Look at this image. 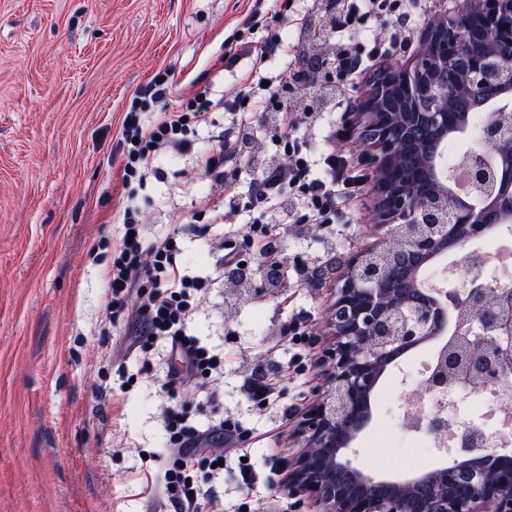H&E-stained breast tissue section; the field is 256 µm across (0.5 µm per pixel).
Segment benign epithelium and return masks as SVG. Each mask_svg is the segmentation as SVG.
Segmentation results:
<instances>
[{"instance_id": "1", "label": "benign epithelium", "mask_w": 512, "mask_h": 512, "mask_svg": "<svg viewBox=\"0 0 512 512\" xmlns=\"http://www.w3.org/2000/svg\"><path fill=\"white\" fill-rule=\"evenodd\" d=\"M512 0H471L453 17L430 25L409 67L381 69L368 80L351 123L369 150L378 207L367 223L387 224V238L343 263L341 284L328 310L335 341L317 362L326 379L322 396L298 423L301 448L288 465V489L309 495L321 512H512V456L479 463L487 436L465 427L460 444L472 453L412 478L376 479L354 466L345 450L370 420V399L388 365L400 354L441 335L442 301L395 286V270L411 280L434 257L462 252L491 227L485 199L493 176L512 184V113L494 112L479 149L459 163L468 170L466 196L425 192L442 185L439 152L448 142V99L471 87L491 85L512 94ZM484 30L485 46L470 34ZM455 331L435 356L426 392L458 381L475 390L501 385L512 364V289L502 291L475 276L452 297Z\"/></svg>"}]
</instances>
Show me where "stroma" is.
<instances>
[{"label":"stroma","mask_w":512,"mask_h":512,"mask_svg":"<svg viewBox=\"0 0 512 512\" xmlns=\"http://www.w3.org/2000/svg\"><path fill=\"white\" fill-rule=\"evenodd\" d=\"M251 0H0V512H170L157 478L176 460L162 413L169 406L201 422L222 416L244 433L223 449L224 475L212 479L215 512H320L286 486V465L300 448L296 425L321 394L315 365L334 338L326 323L339 261L382 237L365 223L378 202L371 182L356 187L339 216L335 239L313 235L296 263L326 262L330 272L298 284L255 281L236 293L216 281L192 319L194 333L224 358V372L177 387L174 359L162 339L131 350L134 315L110 317L104 269L122 235L121 121L136 91L161 71L168 99L182 104L203 86L232 101L236 76L224 69L225 41L241 29ZM467 0H433L420 12L403 0L413 26L410 47L389 63L410 65L427 24L465 10ZM140 193L143 221L163 225L169 206L207 230L179 227L182 263L207 271L211 245L228 230L247 234L253 172L241 163L230 187L246 200L232 224H209L215 193L195 156L168 154ZM300 322L307 336L286 337ZM428 340L388 366L371 399V420L352 445L356 466L373 476L431 471L404 438V402L420 386L399 369ZM276 393L258 406L254 372ZM128 388H121V378Z\"/></svg>","instance_id":"1"}]
</instances>
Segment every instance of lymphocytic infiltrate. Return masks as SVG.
<instances>
[{"mask_svg": "<svg viewBox=\"0 0 512 512\" xmlns=\"http://www.w3.org/2000/svg\"><path fill=\"white\" fill-rule=\"evenodd\" d=\"M300 19L302 28H318V41L326 58V77L311 82V100L304 107L292 104L302 77L289 58L278 23L292 11L294 0H281L278 9H265L256 3L245 22L247 30L265 29L260 51L249 41L237 38L224 54V67L234 70L241 60H249L245 85L237 94L238 105L232 113L231 135H217L211 150L200 153L205 174L216 187H224L226 170L256 146L257 133L252 115L261 113L264 128L273 143L282 145L283 156L265 158L255 172L253 199L257 206L271 207L260 228L261 261L248 272L242 290L252 288L255 278L275 270L277 279L307 281L309 266L290 264L289 243L306 239L315 232L331 230L339 206L348 195L350 183L345 176L346 163L330 154L322 159V169H314L309 156L313 150L305 138L325 113L348 105L345 95L369 67L375 66L389 51L410 45L413 31L403 21L382 27L381 19L394 16L398 0H310ZM168 85L151 81L140 88L122 121L119 150L122 156V183L125 206L122 224L125 237L112 252V264L104 271L107 283L106 307L113 313L126 312L132 298H140L136 319V348H145L154 337H166L176 363L168 368V384L219 375L224 360L201 343L189 324L202 295L215 277L224 271L239 269L241 258L233 237L214 245L216 254L212 272L203 273L179 262L180 242L167 231L149 232L141 221L137 189L154 170V161L166 154L198 153L195 131L200 125L213 124L219 105L207 90H199L187 106L167 101ZM164 423L172 444L180 455L162 476V484L175 512H206L213 499V488L201 481V468L220 472L224 468L223 451L197 453L198 443L208 433L220 434L232 442L239 436L237 424L229 419L213 423L203 430L189 421L186 411L168 409Z\"/></svg>", "mask_w": 512, "mask_h": 512, "instance_id": "f902f5d3", "label": "lymphocytic infiltrate"}]
</instances>
